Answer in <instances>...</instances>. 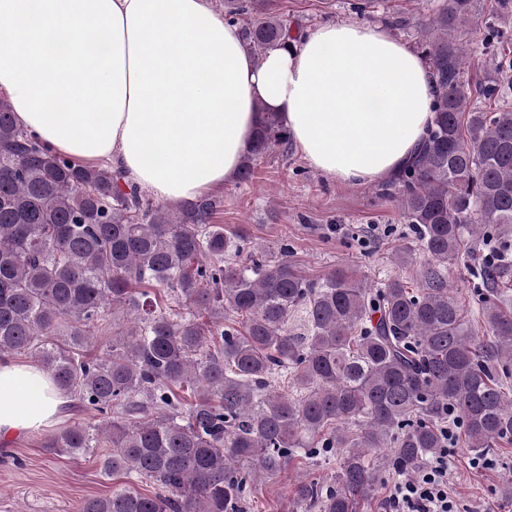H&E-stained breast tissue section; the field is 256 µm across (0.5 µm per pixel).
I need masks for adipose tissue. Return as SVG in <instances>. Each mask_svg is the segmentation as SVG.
<instances>
[{"mask_svg": "<svg viewBox=\"0 0 512 512\" xmlns=\"http://www.w3.org/2000/svg\"><path fill=\"white\" fill-rule=\"evenodd\" d=\"M0 22L17 126L176 204L235 177L263 108L347 185L393 178L434 119L429 62L366 23L322 25L258 62L210 0H0ZM67 403L41 370L0 358V439L44 429Z\"/></svg>", "mask_w": 512, "mask_h": 512, "instance_id": "1", "label": "adipose tissue"}]
</instances>
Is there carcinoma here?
<instances>
[{"mask_svg": "<svg viewBox=\"0 0 512 512\" xmlns=\"http://www.w3.org/2000/svg\"><path fill=\"white\" fill-rule=\"evenodd\" d=\"M419 48L435 118L411 164L387 182L422 255L411 285L368 286L338 267L311 279L291 259L245 252L214 223L222 200L155 205L118 170L82 166L19 129L0 99V358L30 356L89 414L46 447L73 458L110 448L126 482L79 512H241L253 480L345 453L336 485H295L307 512H357L381 472L409 474L447 444L512 443V59L497 22L512 0H428ZM256 61L302 26L264 0H224ZM485 17L483 37L460 39ZM478 56L497 59L480 83ZM261 112L236 175L290 137ZM473 281L480 325L451 294L448 263ZM112 327L106 352L90 329ZM377 448H391L386 458ZM150 482L148 495L135 485Z\"/></svg>", "mask_w": 512, "mask_h": 512, "instance_id": "cac0c4a2", "label": "carcinoma"}]
</instances>
